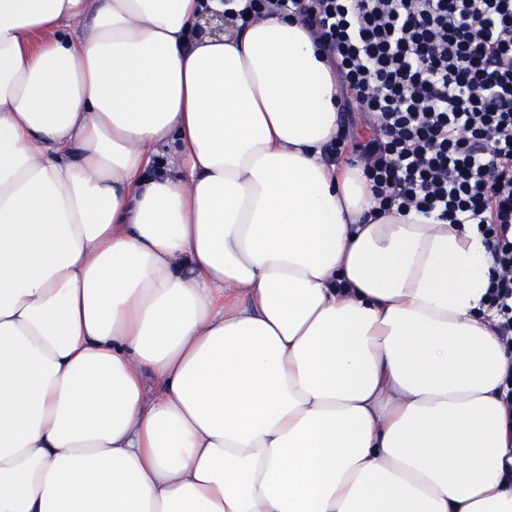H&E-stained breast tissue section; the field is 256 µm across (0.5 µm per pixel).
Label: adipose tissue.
I'll return each mask as SVG.
<instances>
[{"mask_svg": "<svg viewBox=\"0 0 512 512\" xmlns=\"http://www.w3.org/2000/svg\"><path fill=\"white\" fill-rule=\"evenodd\" d=\"M223 13L0 0V512H512L483 237L381 211L314 32Z\"/></svg>", "mask_w": 512, "mask_h": 512, "instance_id": "ef3b65f1", "label": "adipose tissue"}]
</instances>
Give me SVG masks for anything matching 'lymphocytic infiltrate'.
<instances>
[{
  "label": "lymphocytic infiltrate",
  "mask_w": 512,
  "mask_h": 512,
  "mask_svg": "<svg viewBox=\"0 0 512 512\" xmlns=\"http://www.w3.org/2000/svg\"><path fill=\"white\" fill-rule=\"evenodd\" d=\"M316 28L382 209L473 224L494 257L487 305L512 347V0H244L233 21ZM360 113L361 112L357 111L352 112L353 123L350 121L346 122L345 132L348 135L349 147L341 162H349L350 160L357 159L358 152L353 149V144L361 142L368 137L370 122H365Z\"/></svg>",
  "instance_id": "obj_1"
}]
</instances>
